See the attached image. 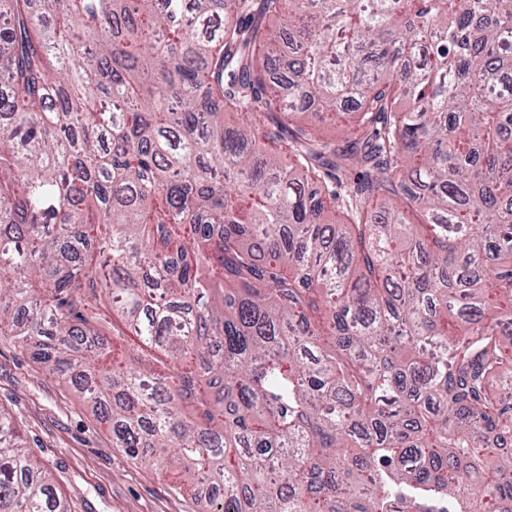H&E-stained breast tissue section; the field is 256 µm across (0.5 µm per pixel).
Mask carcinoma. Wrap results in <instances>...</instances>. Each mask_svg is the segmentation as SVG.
I'll list each match as a JSON object with an SVG mask.
<instances>
[{
	"mask_svg": "<svg viewBox=\"0 0 512 512\" xmlns=\"http://www.w3.org/2000/svg\"><path fill=\"white\" fill-rule=\"evenodd\" d=\"M0 225V338L206 512H512V0H0ZM0 512H72L2 410Z\"/></svg>",
	"mask_w": 512,
	"mask_h": 512,
	"instance_id": "carcinoma-1",
	"label": "carcinoma"
}]
</instances>
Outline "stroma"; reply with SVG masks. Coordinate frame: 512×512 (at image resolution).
<instances>
[{"instance_id":"obj_1","label":"stroma","mask_w":512,"mask_h":512,"mask_svg":"<svg viewBox=\"0 0 512 512\" xmlns=\"http://www.w3.org/2000/svg\"><path fill=\"white\" fill-rule=\"evenodd\" d=\"M0 409L76 512H203L201 494L113 447L110 425L79 404L32 351L0 341Z\"/></svg>"}]
</instances>
